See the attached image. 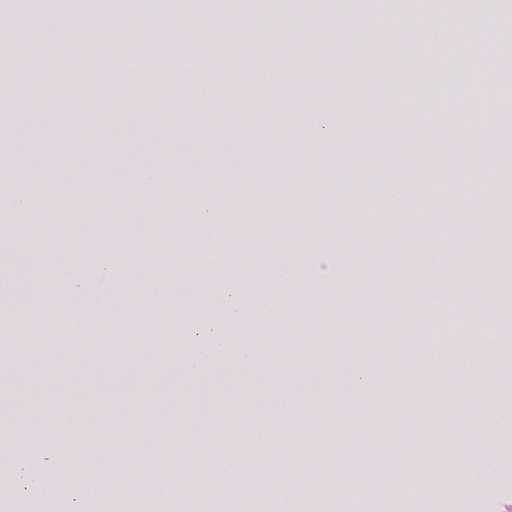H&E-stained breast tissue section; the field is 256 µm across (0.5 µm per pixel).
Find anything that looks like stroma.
<instances>
[{"mask_svg": "<svg viewBox=\"0 0 512 512\" xmlns=\"http://www.w3.org/2000/svg\"><path fill=\"white\" fill-rule=\"evenodd\" d=\"M443 6L403 0L402 33L386 42L383 0H140L135 14L117 0H0L14 40L0 49V326L117 321L129 334L124 348L45 345L25 375L0 372L11 393L0 501L12 512L49 499L54 435L66 440L58 460L83 474L79 494L59 493L76 510L125 512L129 489L148 487L140 512L173 499L199 512L178 479L188 467L209 485L211 512H263L271 475L285 471L289 500L309 512H392L389 483L369 466L384 453L410 490L407 512H512V466L498 462L512 449V384L491 387L481 371L512 335V277L486 290L499 261L476 249L478 210L449 211L512 164V105L487 70L512 0L481 11L470 41L466 14L441 27ZM272 16L285 26L271 43L235 41ZM63 29L89 38L59 44ZM87 111L111 125L70 121ZM29 170L93 185V207L31 208ZM413 251L447 287L413 276ZM76 282L99 295L94 316L71 312ZM226 297L249 318L225 314ZM463 298L500 317L492 332L471 323L484 338L473 354L438 345L431 320ZM172 313L179 343L141 338L142 324ZM273 324L346 342L278 345L245 362ZM214 325L229 338L220 356L202 335ZM489 421L502 422L498 437ZM140 446L143 469L126 470ZM456 454L474 473L464 485L447 473ZM312 471L332 484L364 476L377 495L326 502Z\"/></svg>", "mask_w": 512, "mask_h": 512, "instance_id": "stroma-1", "label": "stroma"}]
</instances>
